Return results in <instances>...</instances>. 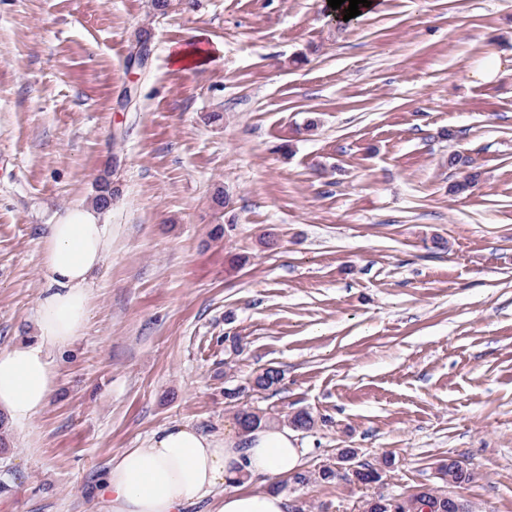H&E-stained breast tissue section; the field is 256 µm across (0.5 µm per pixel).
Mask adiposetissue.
Returning <instances> with one entry per match:
<instances>
[{
	"label": "adipose tissue",
	"instance_id": "obj_1",
	"mask_svg": "<svg viewBox=\"0 0 512 512\" xmlns=\"http://www.w3.org/2000/svg\"><path fill=\"white\" fill-rule=\"evenodd\" d=\"M111 213L72 207L46 225L42 274L46 287L35 315L36 343L0 350V414L22 425L47 405L56 386L53 351L82 335L90 284L112 248ZM302 450L288 427L269 425L216 438L173 424L142 448L124 450L100 483L102 512H186L222 493L219 512H288L284 495L253 490L296 472Z\"/></svg>",
	"mask_w": 512,
	"mask_h": 512
}]
</instances>
